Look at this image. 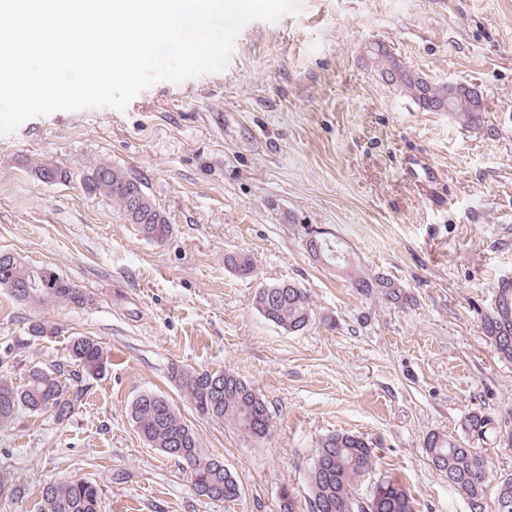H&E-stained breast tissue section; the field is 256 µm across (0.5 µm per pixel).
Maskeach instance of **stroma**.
<instances>
[{
	"label": "stroma",
	"instance_id": "obj_1",
	"mask_svg": "<svg viewBox=\"0 0 512 512\" xmlns=\"http://www.w3.org/2000/svg\"><path fill=\"white\" fill-rule=\"evenodd\" d=\"M373 43L427 82L472 86L482 122L425 111L384 82ZM45 164L69 179L41 181ZM101 164L144 182L173 226L167 241H143L86 193L83 175ZM430 193L444 210L428 209ZM319 230L345 244L349 270L313 258ZM1 251L56 269L90 302L29 307L0 288V375L22 382L64 360L75 336L96 338L107 367L68 420L24 411L0 428V470L20 486L0 512H41L45 483L73 478L98 485L100 512H281L287 496L311 512L317 444L336 430L370 443L415 512H469L423 440L463 438L475 412L512 416V360L479 328L512 278V0H296L247 24L222 71L156 82L123 110L27 120L0 136ZM230 252L251 258L254 277L228 270ZM353 270L392 278L408 303L352 288ZM280 281L310 299L302 331L253 306L259 283ZM36 319L58 334L34 339ZM175 363L252 384L269 404L266 436L198 415L170 379ZM147 392L223 459L237 501L198 496L143 443L129 409Z\"/></svg>",
	"mask_w": 512,
	"mask_h": 512
}]
</instances>
